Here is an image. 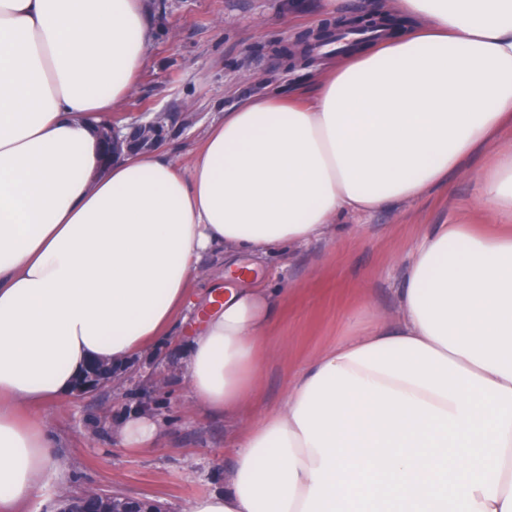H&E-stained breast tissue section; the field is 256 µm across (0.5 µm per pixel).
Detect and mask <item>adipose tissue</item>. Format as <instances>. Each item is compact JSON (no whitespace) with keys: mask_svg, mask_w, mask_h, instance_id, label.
Segmentation results:
<instances>
[{"mask_svg":"<svg viewBox=\"0 0 512 512\" xmlns=\"http://www.w3.org/2000/svg\"><path fill=\"white\" fill-rule=\"evenodd\" d=\"M376 40L310 85L215 120L189 171L110 160L98 124L132 91L143 0H0V512L68 471L38 415L94 360L168 337L200 259L243 280L190 336L194 402L233 466L188 512H512V231L436 224L378 315L242 425L279 298L258 269L347 215L420 199L492 149L477 209L512 218V0H393ZM162 419L131 408L130 448Z\"/></svg>","mask_w":512,"mask_h":512,"instance_id":"adipose-tissue-1","label":"adipose tissue"}]
</instances>
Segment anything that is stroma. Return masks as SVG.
Wrapping results in <instances>:
<instances>
[{
  "instance_id": "35a3bbf8",
  "label": "stroma",
  "mask_w": 512,
  "mask_h": 512,
  "mask_svg": "<svg viewBox=\"0 0 512 512\" xmlns=\"http://www.w3.org/2000/svg\"><path fill=\"white\" fill-rule=\"evenodd\" d=\"M153 38L140 80L109 115L116 128L168 118L162 151L190 167L214 119L268 88L306 83L313 70L335 62L317 53L290 65L282 50L312 30L322 0H144ZM356 232L313 242L286 257L263 259L265 275L282 299L271 327L255 402L244 421L278 407L289 379L307 362L356 330L375 314L397 310V290L411 252L434 224H479L493 230L496 215L473 206L469 174L449 177L413 202L355 218ZM224 255L203 258L189 298L196 319L212 288L224 285ZM180 329L170 342L135 357L101 389L67 394L41 409L63 447L66 481L48 477L23 512H49L53 504L83 490L142 498L163 512H187L199 496L223 489L234 461L223 415L206 412L190 396L180 368ZM164 419L157 442L125 447L112 424L132 404Z\"/></svg>"
}]
</instances>
